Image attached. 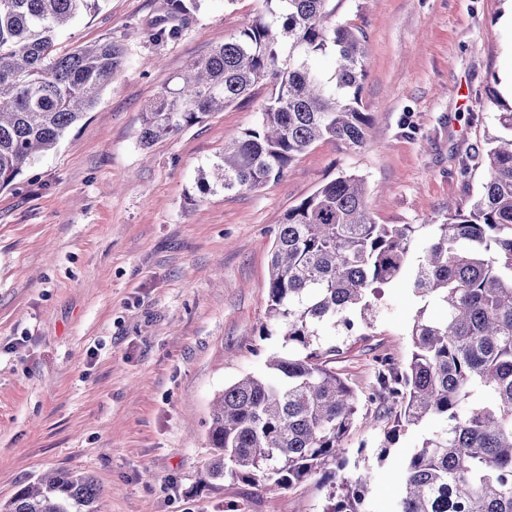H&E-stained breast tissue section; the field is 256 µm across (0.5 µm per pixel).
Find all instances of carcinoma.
Listing matches in <instances>:
<instances>
[{
  "instance_id": "cac0c4a2",
  "label": "carcinoma",
  "mask_w": 512,
  "mask_h": 512,
  "mask_svg": "<svg viewBox=\"0 0 512 512\" xmlns=\"http://www.w3.org/2000/svg\"><path fill=\"white\" fill-rule=\"evenodd\" d=\"M98 0H0V189L95 106L123 68L110 39L61 50L57 32ZM329 0H264L265 12L239 36L195 60L142 113L150 145L221 112L259 83L271 86L257 125L233 137L199 197L281 179L316 141L366 142L361 110L364 36L325 24ZM197 0H165L172 39ZM333 56L330 75L320 58ZM508 137L487 140L484 192L441 224H377L364 181L341 175L288 210L271 252L266 311L286 351L269 374L224 388L208 429L210 475L266 491L318 478L331 485L323 512H374L371 472L345 473V439L358 396L331 366L338 352L321 337L351 333L366 319L368 291L393 281L414 240L426 239L413 288L424 298L410 336L411 358L375 360L368 402L390 424L392 442L411 428L422 441L397 461L400 495L392 512H512V109ZM440 310L432 318L429 305ZM360 319H355V315ZM99 488L85 474L53 470L21 487L0 512H99Z\"/></svg>"
}]
</instances>
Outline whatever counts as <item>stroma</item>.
Listing matches in <instances>:
<instances>
[{
  "label": "stroma",
  "mask_w": 512,
  "mask_h": 512,
  "mask_svg": "<svg viewBox=\"0 0 512 512\" xmlns=\"http://www.w3.org/2000/svg\"><path fill=\"white\" fill-rule=\"evenodd\" d=\"M262 8L201 0L178 37L156 41L163 0H101L60 32L67 48L123 45L126 66L55 149L0 190V504L63 469L94 478L100 512H322L328 489L314 479L282 493L211 479L213 399L266 374L282 349L262 328L289 208L345 173L363 178L379 224H440L480 195L486 170L473 157L512 108V0H329L330 23L365 36L366 144L318 141L280 180L190 205L200 170L256 126L268 85L148 147L142 114ZM422 248L415 239L397 278L371 295L356 335L322 339L360 398L376 357H411ZM421 436L403 433L382 460L383 428L351 430L349 462L373 473L380 512L400 491L392 457Z\"/></svg>",
  "instance_id": "obj_1"
}]
</instances>
